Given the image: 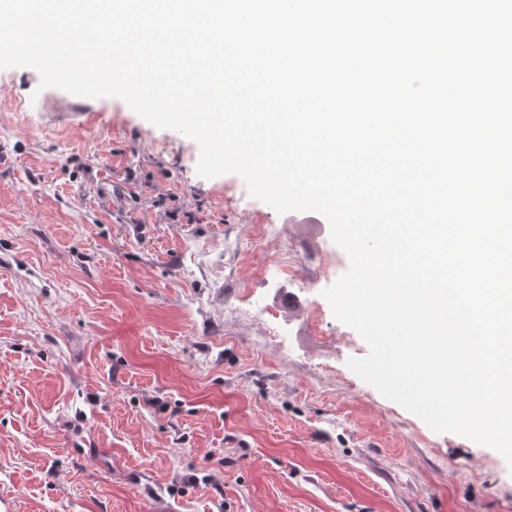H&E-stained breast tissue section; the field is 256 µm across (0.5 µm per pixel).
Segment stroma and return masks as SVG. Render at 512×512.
<instances>
[{"label": "stroma", "mask_w": 512, "mask_h": 512, "mask_svg": "<svg viewBox=\"0 0 512 512\" xmlns=\"http://www.w3.org/2000/svg\"><path fill=\"white\" fill-rule=\"evenodd\" d=\"M0 69V496L19 512H512V466L347 362L316 211L117 97ZM271 233L262 250L260 225Z\"/></svg>", "instance_id": "obj_1"}]
</instances>
